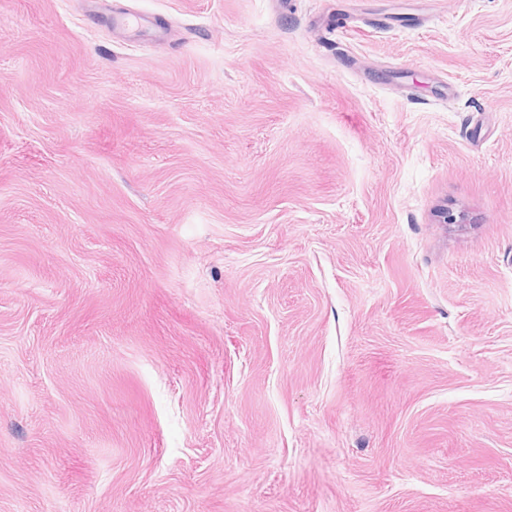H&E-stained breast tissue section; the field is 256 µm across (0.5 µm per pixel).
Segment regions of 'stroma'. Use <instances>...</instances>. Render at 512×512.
Returning a JSON list of instances; mask_svg holds the SVG:
<instances>
[{"label":"stroma","instance_id":"stroma-1","mask_svg":"<svg viewBox=\"0 0 512 512\" xmlns=\"http://www.w3.org/2000/svg\"><path fill=\"white\" fill-rule=\"evenodd\" d=\"M0 512H512V0H0Z\"/></svg>","mask_w":512,"mask_h":512}]
</instances>
